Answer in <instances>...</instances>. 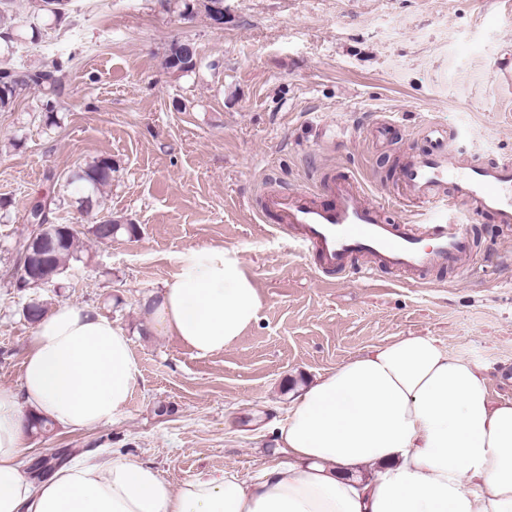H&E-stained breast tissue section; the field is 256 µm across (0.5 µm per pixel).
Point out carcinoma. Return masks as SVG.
Instances as JSON below:
<instances>
[{
  "instance_id": "carcinoma-1",
  "label": "carcinoma",
  "mask_w": 512,
  "mask_h": 512,
  "mask_svg": "<svg viewBox=\"0 0 512 512\" xmlns=\"http://www.w3.org/2000/svg\"><path fill=\"white\" fill-rule=\"evenodd\" d=\"M198 63V56L187 53L183 41L172 43L165 58L166 68L180 73L194 72ZM63 78V69L60 65H55L50 69L24 66L1 67L0 109L10 108L21 92L36 89L42 94L43 111L47 114L48 119L52 120L56 112L57 96L60 93ZM112 171V159L104 157L77 171L70 178L69 184L76 185V203L80 211L92 219L97 218V209L100 206L99 195L105 187L111 184ZM54 205L55 199L52 197L46 198L42 203L46 211L40 212V219L49 224L50 239L41 252V257L49 269L66 270L71 261L77 259L79 231L71 224L50 222ZM122 229L134 234L137 227L134 224L122 226L114 224L110 220H104L101 227H91V232L97 242L108 243Z\"/></svg>"
}]
</instances>
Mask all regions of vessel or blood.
I'll list each match as a JSON object with an SVG mask.
<instances>
[{"label":"vessel or blood","mask_w":512,"mask_h":512,"mask_svg":"<svg viewBox=\"0 0 512 512\" xmlns=\"http://www.w3.org/2000/svg\"><path fill=\"white\" fill-rule=\"evenodd\" d=\"M423 150L400 166V198L408 217L388 221L354 174L320 173L312 187L291 190L269 182L255 201L259 219L288 226L319 270L372 279L389 271L422 280L434 270L463 267L474 253L472 228L450 213L490 214L512 228V164L470 155L462 135L426 122Z\"/></svg>","instance_id":"b4317fda"}]
</instances>
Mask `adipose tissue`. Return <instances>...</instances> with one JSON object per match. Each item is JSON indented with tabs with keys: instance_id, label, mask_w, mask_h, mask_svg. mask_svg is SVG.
<instances>
[{
	"instance_id": "adipose-tissue-1",
	"label": "adipose tissue",
	"mask_w": 512,
	"mask_h": 512,
	"mask_svg": "<svg viewBox=\"0 0 512 512\" xmlns=\"http://www.w3.org/2000/svg\"><path fill=\"white\" fill-rule=\"evenodd\" d=\"M261 297L236 251L205 246L145 294L143 328L207 355L235 345ZM140 377L126 330L63 303L37 323L18 388L0 387V512H512V400L482 366L401 336L317 377L295 399L257 480L202 471L174 485L127 458L23 469L28 418L91 429Z\"/></svg>"
}]
</instances>
